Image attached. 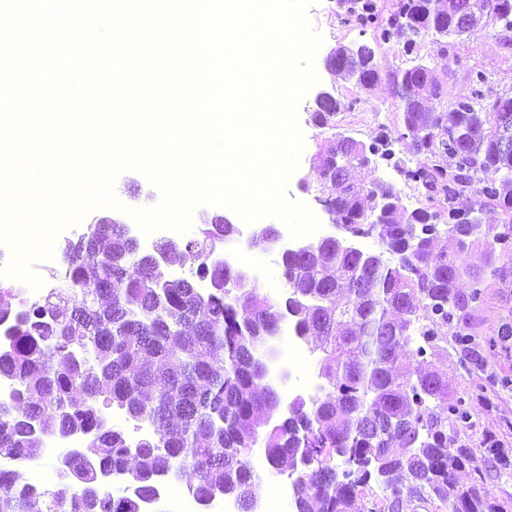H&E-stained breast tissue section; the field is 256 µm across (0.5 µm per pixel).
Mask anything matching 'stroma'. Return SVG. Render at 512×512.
Wrapping results in <instances>:
<instances>
[{
	"label": "stroma",
	"mask_w": 512,
	"mask_h": 512,
	"mask_svg": "<svg viewBox=\"0 0 512 512\" xmlns=\"http://www.w3.org/2000/svg\"><path fill=\"white\" fill-rule=\"evenodd\" d=\"M345 10L341 0H316L309 10L312 27L323 38L314 61L318 75L316 89H334L340 110L336 114L335 130L319 128L311 120L316 90L306 92L297 111V125L304 136V149L299 166L290 175L286 186L287 196L305 204L321 224L329 223V216L315 201L313 194L303 192L299 187L301 179L312 175L310 159L319 144L335 131L368 144L380 134L382 127L392 125L394 120V99L387 81H380L363 92L355 86L334 82L324 67L325 56L336 44L370 42L374 39L372 31L342 24ZM420 53L442 83V104L445 109H452L456 100L468 92L470 76L475 71L483 72L486 76L483 90L487 96H512L510 29L499 26L489 31L480 30L469 40L452 39L445 45L428 39L422 44ZM114 192L122 204L121 209L112 211L105 206L94 207L77 224L61 231L53 244L57 258L50 266L37 264L39 278L49 280L64 274L67 267L63 256L66 242L77 240L85 233L94 217L111 213L126 223L131 219V211L147 208L148 202L143 199L145 193H152L157 200L162 197L160 189L134 168L123 170L116 176ZM485 293V302L476 312L477 339L482 344L479 361L465 369L460 366L457 355L453 354L446 365L449 395L472 396L480 392L487 400L482 412L473 414L470 430L460 436L461 443L472 448L480 447L490 430L502 437H512V343L498 342L492 349L485 345L486 340L495 338L500 324L512 322V276L504 282L486 281Z\"/></svg>",
	"instance_id": "stroma-1"
}]
</instances>
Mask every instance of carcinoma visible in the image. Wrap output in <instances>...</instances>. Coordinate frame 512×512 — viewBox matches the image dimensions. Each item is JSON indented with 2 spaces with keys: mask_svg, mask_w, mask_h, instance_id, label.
<instances>
[{
  "mask_svg": "<svg viewBox=\"0 0 512 512\" xmlns=\"http://www.w3.org/2000/svg\"><path fill=\"white\" fill-rule=\"evenodd\" d=\"M485 29L512 28V0H469ZM374 33L376 45L416 53L418 40L465 35L439 0H348L343 18ZM358 67L369 90L386 77L395 100L394 129L366 146L334 133L321 149L344 152L336 180V211L346 225L371 224L380 246L367 259L334 240L308 254H288L280 269L283 301L254 291L228 304L232 275L210 266V246L230 240L223 224L185 242L167 240L157 251L198 261L197 274L216 283L207 294L193 280L166 279L156 257L135 248L123 225L91 229L67 245L61 307L0 288V381L17 386L0 404V458L39 455L44 445L78 435L53 489L28 482L17 469L0 468V512H144L158 500L162 477L185 480L197 502L234 494L238 512L262 484L252 462L260 449L264 470L294 479L295 512H397L403 493L437 500L448 512H503L485 494L476 451L458 443L455 430L472 425L467 403L448 394V325L453 350L469 352L474 313L484 302L480 284L512 274V97L486 96L485 76L445 116L438 84L425 58L380 73L374 57ZM339 102L315 113L334 129ZM425 156L414 169L395 159V145ZM377 154L393 161L406 182L423 186L429 206L407 211L400 191L377 179L355 183L351 172ZM452 164L444 163V158ZM476 194L501 210V223L484 224L476 209L459 207ZM448 246L434 252L439 237ZM112 256L107 268L88 256L90 242ZM474 248L487 259L484 273L466 261ZM397 257L393 263L385 254ZM289 320L310 351L322 353L314 375L326 396L288 402L266 371L263 350ZM414 362L398 366L410 344ZM152 428L132 442L126 429L106 423L105 409ZM343 458L346 470L330 465ZM473 467L464 485L456 473ZM391 492L368 507L371 479Z\"/></svg>",
  "mask_w": 512,
  "mask_h": 512,
  "instance_id": "obj_1",
  "label": "carcinoma"
}]
</instances>
